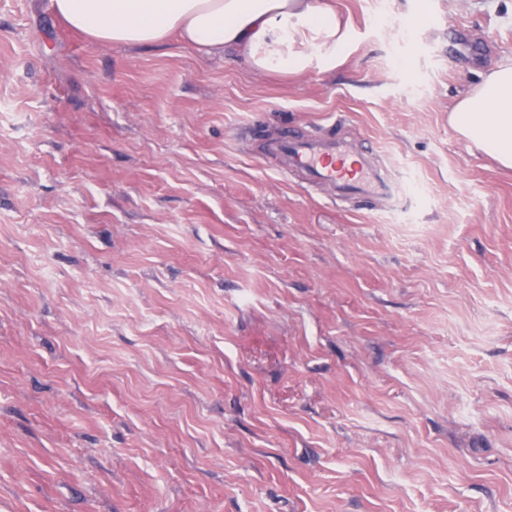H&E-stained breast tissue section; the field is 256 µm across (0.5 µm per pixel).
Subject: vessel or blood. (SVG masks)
Instances as JSON below:
<instances>
[{
  "instance_id": "obj_1",
  "label": "vessel or blood",
  "mask_w": 512,
  "mask_h": 512,
  "mask_svg": "<svg viewBox=\"0 0 512 512\" xmlns=\"http://www.w3.org/2000/svg\"><path fill=\"white\" fill-rule=\"evenodd\" d=\"M330 137V142L317 143L283 130L268 161L277 170L304 173L308 182L359 203L390 197V186L371 155L358 151L338 132Z\"/></svg>"
}]
</instances>
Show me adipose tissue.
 <instances>
[{
    "mask_svg": "<svg viewBox=\"0 0 512 512\" xmlns=\"http://www.w3.org/2000/svg\"><path fill=\"white\" fill-rule=\"evenodd\" d=\"M54 12L95 42L155 46L171 38L204 54L232 49L265 71L331 65L345 45L336 13L312 0H52ZM450 123L512 168V66L483 75L453 107Z\"/></svg>",
    "mask_w": 512,
    "mask_h": 512,
    "instance_id": "1",
    "label": "adipose tissue"
}]
</instances>
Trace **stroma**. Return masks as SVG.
I'll use <instances>...</instances> for the list:
<instances>
[{"instance_id": "obj_1", "label": "stroma", "mask_w": 512, "mask_h": 512, "mask_svg": "<svg viewBox=\"0 0 512 512\" xmlns=\"http://www.w3.org/2000/svg\"><path fill=\"white\" fill-rule=\"evenodd\" d=\"M317 2L268 73L0 0V512H512V169L448 122L512 0ZM335 119L390 199L264 163Z\"/></svg>"}]
</instances>
